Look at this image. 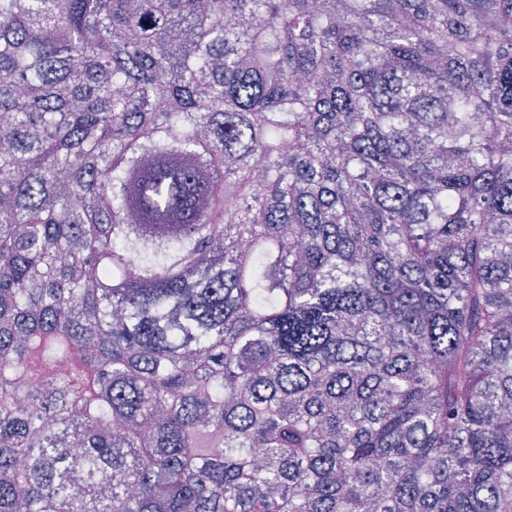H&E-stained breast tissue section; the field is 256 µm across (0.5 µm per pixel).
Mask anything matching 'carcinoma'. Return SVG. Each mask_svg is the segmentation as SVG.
<instances>
[{"label": "carcinoma", "instance_id": "obj_1", "mask_svg": "<svg viewBox=\"0 0 512 512\" xmlns=\"http://www.w3.org/2000/svg\"><path fill=\"white\" fill-rule=\"evenodd\" d=\"M0 512H512V0H0Z\"/></svg>", "mask_w": 512, "mask_h": 512}]
</instances>
